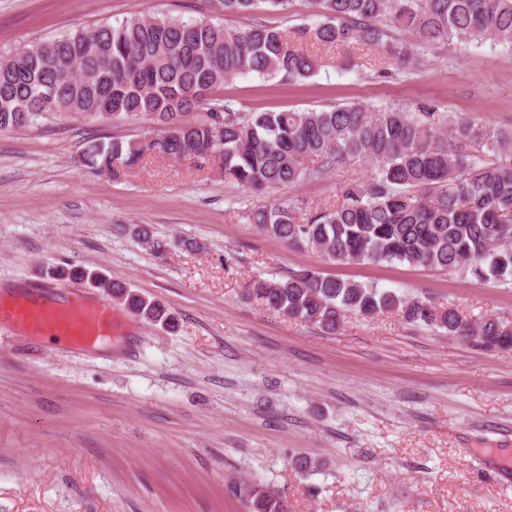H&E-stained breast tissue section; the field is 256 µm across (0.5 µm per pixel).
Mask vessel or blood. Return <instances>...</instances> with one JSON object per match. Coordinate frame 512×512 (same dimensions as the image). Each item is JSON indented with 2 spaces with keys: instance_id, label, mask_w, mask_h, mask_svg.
I'll use <instances>...</instances> for the list:
<instances>
[{
  "instance_id": "1",
  "label": "vessel or blood",
  "mask_w": 512,
  "mask_h": 512,
  "mask_svg": "<svg viewBox=\"0 0 512 512\" xmlns=\"http://www.w3.org/2000/svg\"><path fill=\"white\" fill-rule=\"evenodd\" d=\"M0 326L73 348L90 347L121 334L111 303L81 291L57 297L41 288L0 290Z\"/></svg>"
}]
</instances>
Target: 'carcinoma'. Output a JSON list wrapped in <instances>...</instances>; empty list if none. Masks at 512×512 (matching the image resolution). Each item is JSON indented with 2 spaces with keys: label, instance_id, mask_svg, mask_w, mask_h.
I'll return each instance as SVG.
<instances>
[{
  "label": "carcinoma",
  "instance_id": "carcinoma-1",
  "mask_svg": "<svg viewBox=\"0 0 512 512\" xmlns=\"http://www.w3.org/2000/svg\"><path fill=\"white\" fill-rule=\"evenodd\" d=\"M288 3L214 0V18L133 16L25 46L0 59V132L32 127L56 112L147 121L151 130L143 137L86 142L79 163L116 180L147 158L217 157L224 179L251 191L323 178L357 160L371 166V176L339 187L334 202L309 210L284 198L242 217L270 238L334 261L464 269L481 283L512 279L511 130L452 120L430 107L241 112L213 95L253 73L289 81L314 76L318 60L298 47L308 40L381 45L395 66L411 67L413 45L384 41V21L422 42H489L511 51L512 0H311L323 21L291 35L265 25L224 26L226 14ZM53 275L89 280L131 313L176 325L159 302L102 273ZM246 297L330 334L348 313H396L486 350L512 347V319L474 321L451 306L313 270L255 278ZM234 493L248 512H287L282 496L257 482H239Z\"/></svg>",
  "mask_w": 512,
  "mask_h": 512
}]
</instances>
